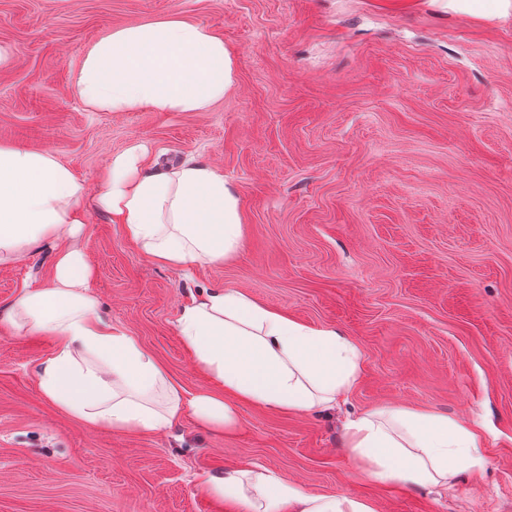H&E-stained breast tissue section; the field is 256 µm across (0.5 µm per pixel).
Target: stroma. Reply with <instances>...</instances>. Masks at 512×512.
I'll list each match as a JSON object with an SVG mask.
<instances>
[{
    "label": "stroma",
    "instance_id": "stroma-1",
    "mask_svg": "<svg viewBox=\"0 0 512 512\" xmlns=\"http://www.w3.org/2000/svg\"><path fill=\"white\" fill-rule=\"evenodd\" d=\"M179 17L222 35L234 84L205 112H93L75 81L111 29ZM0 145L52 149L96 193L133 139L223 171L242 245L221 264L148 259L97 207L77 245L103 315L185 391L207 386L176 328L189 292L241 291L364 354L336 412L237 407L224 431L92 428L46 399L44 334L0 326V512H200L206 481L261 470L377 512H512V8L450 0H0ZM52 246L0 264V313L48 284ZM394 406L480 428L446 488L361 474L345 424Z\"/></svg>",
    "mask_w": 512,
    "mask_h": 512
}]
</instances>
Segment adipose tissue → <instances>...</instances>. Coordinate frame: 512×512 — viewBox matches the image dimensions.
I'll return each instance as SVG.
<instances>
[{
	"instance_id": "obj_1",
	"label": "adipose tissue",
	"mask_w": 512,
	"mask_h": 512,
	"mask_svg": "<svg viewBox=\"0 0 512 512\" xmlns=\"http://www.w3.org/2000/svg\"><path fill=\"white\" fill-rule=\"evenodd\" d=\"M232 85L222 36L181 18L113 29L87 50L76 81L82 102L100 112H204ZM149 156L141 141L112 155L91 199L52 150L0 147V264L56 245L50 284L23 288L0 315L17 332L55 338L34 371L41 394L86 425L115 431L159 430L188 409L231 428L241 402L299 414L335 408L363 359L336 329L311 328L236 290L199 292L182 306L177 328L211 386L189 394L101 314L92 268L72 245L86 200L174 269L224 262L241 246L239 199L222 171L195 160L152 164ZM346 437L363 471L385 484L445 487L480 462L472 426L429 412H367L347 423ZM207 488L245 512H375L368 500L316 496L263 471L212 478Z\"/></svg>"
}]
</instances>
